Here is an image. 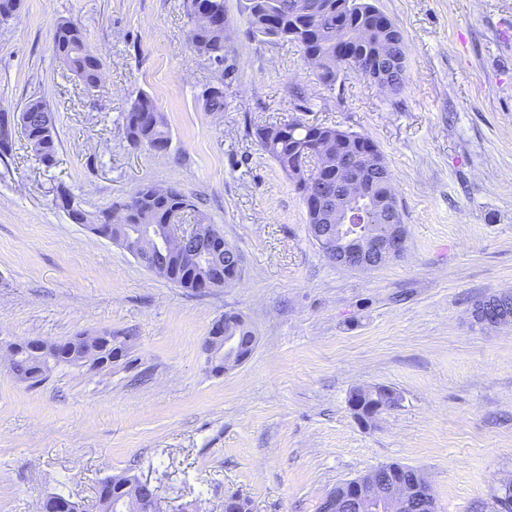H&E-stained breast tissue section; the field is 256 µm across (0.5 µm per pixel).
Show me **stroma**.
I'll list each match as a JSON object with an SVG mask.
<instances>
[{
	"mask_svg": "<svg viewBox=\"0 0 512 512\" xmlns=\"http://www.w3.org/2000/svg\"><path fill=\"white\" fill-rule=\"evenodd\" d=\"M183 0H23L0 29V113L33 99L54 112L57 162L23 138L0 155V342L129 332L130 362L60 367L38 385L0 354V512H38L50 494L97 512L102 479H150L168 512H318L336 486L377 466L421 471L436 512H494L512 480V324L474 304L512 291V0H375L408 47L397 95L356 73L320 84L295 45L247 38L246 0H225L223 67L188 37ZM79 23L103 61L87 89L53 52ZM224 79V109L203 92ZM152 96L168 153L132 150L123 118ZM294 121L369 135L393 175L403 257L368 272L312 241L292 183L254 131ZM202 202L242 254L237 283L197 293L71 221L141 184ZM256 344L208 370L202 342L224 313ZM384 386L397 408L358 420L353 389ZM473 321L482 327H499L512 323V300H491L477 310H472Z\"/></svg>",
	"mask_w": 512,
	"mask_h": 512,
	"instance_id": "1",
	"label": "stroma"
}]
</instances>
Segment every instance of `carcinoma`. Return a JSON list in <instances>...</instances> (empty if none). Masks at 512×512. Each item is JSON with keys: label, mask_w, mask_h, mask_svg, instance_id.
<instances>
[{"label": "carcinoma", "mask_w": 512, "mask_h": 512, "mask_svg": "<svg viewBox=\"0 0 512 512\" xmlns=\"http://www.w3.org/2000/svg\"><path fill=\"white\" fill-rule=\"evenodd\" d=\"M22 0H0V25L16 18ZM189 25V39L195 50L210 63L224 65L229 25L224 0H183ZM249 35L264 42H291L304 60H318L317 80L332 86L341 75L355 71L367 75L364 64L392 52L407 57V46L397 25L373 0H248ZM54 51L60 63L88 89L99 86L103 63L87 46L82 29L74 22L61 20L53 36ZM210 112L224 111V76L203 93ZM20 114L32 116L23 125L22 137L38 160L47 167L55 164L57 134L53 111L40 99L29 101ZM124 134L128 145L140 149L147 145L170 143L171 136L163 113L155 99L141 93L131 103L124 117ZM254 136L294 184L307 213L309 229L316 224H332L335 206L321 202L320 188L336 186L344 178V169H360L363 200L354 202L351 224H366L380 229L400 214L392 187V175L374 140L361 133L341 130L332 125L293 122L259 126ZM321 145L336 153L339 166L319 167L310 149ZM115 220L107 222L109 214ZM87 223L101 225L102 231L130 250L134 232L143 225L179 224L193 216L200 224L206 216L196 200L174 188L162 189L144 184L137 193L115 202L109 209L96 213L84 211ZM142 265L154 275L192 291L201 290L200 280H210V287L232 285L234 277L224 265V257L196 264L182 255L155 252ZM224 330L228 336H250L247 320L236 312L224 313ZM133 337L125 333H105L104 343L123 349L122 358L131 353ZM98 348V339L80 341L71 336L61 341L48 357L23 356L11 362L10 370L24 381L34 384L45 380L60 366H82L81 356ZM100 512H125L124 494L112 485V477L101 481L98 498Z\"/></svg>", "instance_id": "cac0c4a2"}]
</instances>
